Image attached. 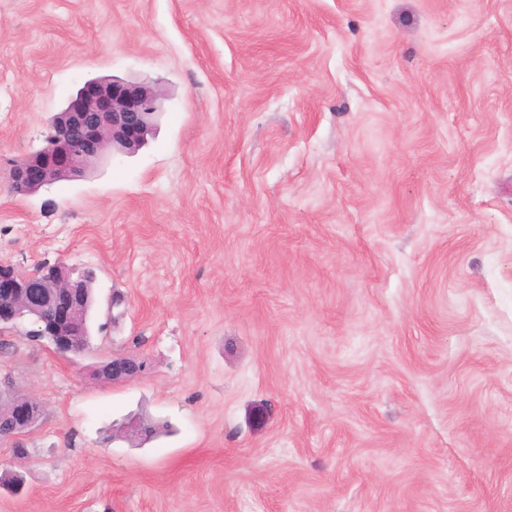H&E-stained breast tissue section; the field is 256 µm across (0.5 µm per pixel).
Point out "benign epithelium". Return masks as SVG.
<instances>
[{
    "instance_id": "7a95c632",
    "label": "benign epithelium",
    "mask_w": 512,
    "mask_h": 512,
    "mask_svg": "<svg viewBox=\"0 0 512 512\" xmlns=\"http://www.w3.org/2000/svg\"><path fill=\"white\" fill-rule=\"evenodd\" d=\"M159 95L150 86L114 78L88 79L53 120L45 144L10 175V188L28 195L63 178L78 177L111 151L133 152L144 142L158 114ZM86 309L83 274L59 263L24 276L0 262V329L21 331L24 322L37 326L32 336L45 340L65 358L89 352L77 341L75 323ZM146 365L134 358L114 357L98 369L99 379L123 382L143 374ZM3 438L26 434L40 412L25 399L0 390Z\"/></svg>"
}]
</instances>
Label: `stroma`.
I'll use <instances>...</instances> for the list:
<instances>
[{
    "label": "stroma",
    "mask_w": 512,
    "mask_h": 512,
    "mask_svg": "<svg viewBox=\"0 0 512 512\" xmlns=\"http://www.w3.org/2000/svg\"><path fill=\"white\" fill-rule=\"evenodd\" d=\"M95 77L146 143L13 194ZM1 259L96 309L0 512H512V0H0ZM145 371L146 365L134 358L113 357L101 365L97 373L99 379L116 383L137 377Z\"/></svg>",
    "instance_id": "stroma-1"
}]
</instances>
